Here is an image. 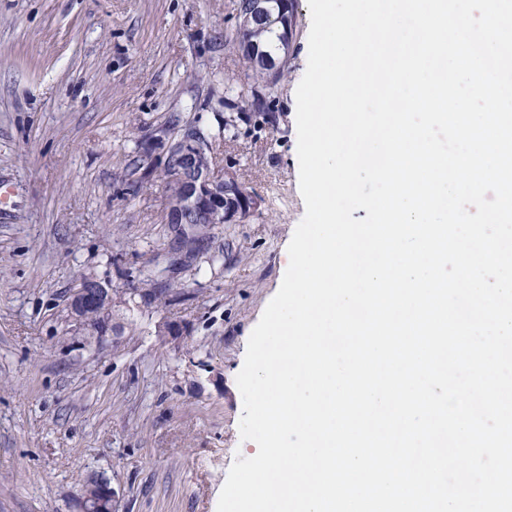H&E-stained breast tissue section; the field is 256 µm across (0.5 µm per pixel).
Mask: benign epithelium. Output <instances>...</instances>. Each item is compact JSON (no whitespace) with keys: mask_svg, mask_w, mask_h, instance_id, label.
Segmentation results:
<instances>
[{"mask_svg":"<svg viewBox=\"0 0 512 512\" xmlns=\"http://www.w3.org/2000/svg\"><path fill=\"white\" fill-rule=\"evenodd\" d=\"M212 141L199 129L189 127L170 143L167 155L183 163L179 178L188 183L181 196L166 194L165 218L170 224H222L226 218H242L254 208L250 193L230 173H218L213 166ZM96 278L86 276L71 294L69 317L96 341L112 332L110 291L93 286ZM118 493L109 479L98 477L88 483L76 499L75 512H117Z\"/></svg>","mask_w":512,"mask_h":512,"instance_id":"obj_1","label":"benign epithelium"}]
</instances>
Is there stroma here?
<instances>
[{"label":"stroma","mask_w":512,"mask_h":512,"mask_svg":"<svg viewBox=\"0 0 512 512\" xmlns=\"http://www.w3.org/2000/svg\"><path fill=\"white\" fill-rule=\"evenodd\" d=\"M239 0H0V512H74L88 475L119 512H216L246 450L236 384L249 337L283 280L305 215L296 89L308 0L294 2L288 71L260 109L232 47ZM254 193L173 275L159 173L185 127ZM127 301L123 329L86 341L68 316L81 276ZM167 320L185 335H161Z\"/></svg>","instance_id":"stroma-1"}]
</instances>
